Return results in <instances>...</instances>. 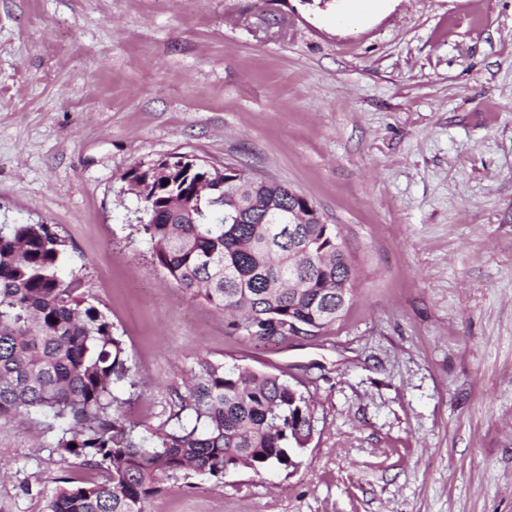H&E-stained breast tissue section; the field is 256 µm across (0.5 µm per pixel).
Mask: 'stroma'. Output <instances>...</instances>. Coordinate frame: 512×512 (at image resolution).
<instances>
[{"label": "stroma", "mask_w": 512, "mask_h": 512, "mask_svg": "<svg viewBox=\"0 0 512 512\" xmlns=\"http://www.w3.org/2000/svg\"><path fill=\"white\" fill-rule=\"evenodd\" d=\"M172 153L290 187L358 272L318 335L258 342L157 266L127 173ZM47 224L156 428L206 358L283 375L296 467L189 472L146 512H512V0H0V226ZM0 419V512L102 472Z\"/></svg>", "instance_id": "35a3bbf8"}]
</instances>
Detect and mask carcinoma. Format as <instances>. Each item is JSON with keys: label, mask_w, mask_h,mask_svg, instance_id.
Segmentation results:
<instances>
[{"label": "carcinoma", "mask_w": 512, "mask_h": 512, "mask_svg": "<svg viewBox=\"0 0 512 512\" xmlns=\"http://www.w3.org/2000/svg\"><path fill=\"white\" fill-rule=\"evenodd\" d=\"M149 181L139 231L155 263L184 293L224 312L228 328L255 340L288 338V325L336 322V280L350 270L333 224L309 212L286 223L289 187L224 184L203 159ZM66 241L47 224L0 227V417L40 411L59 422L57 448L105 474L92 486H58L47 512H145L166 480L187 471L218 480L229 470L288 468L314 420L282 376L197 359L175 390L174 424L138 430L118 412L131 377L122 338L82 291L59 275ZM297 287H288V279ZM75 447H70V444Z\"/></svg>", "instance_id": "1"}]
</instances>
